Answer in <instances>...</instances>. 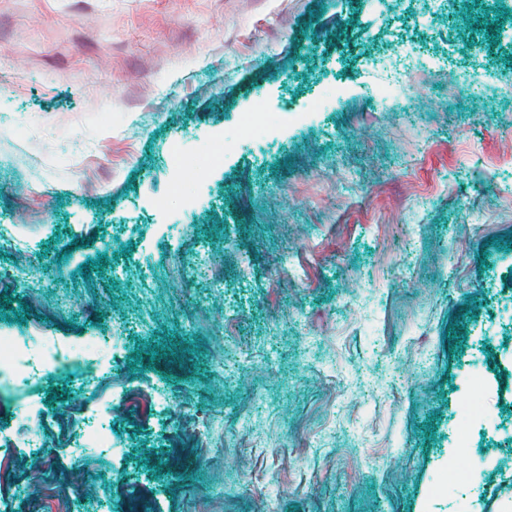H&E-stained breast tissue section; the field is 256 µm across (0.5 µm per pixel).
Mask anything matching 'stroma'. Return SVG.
Segmentation results:
<instances>
[{
	"label": "stroma",
	"instance_id": "obj_1",
	"mask_svg": "<svg viewBox=\"0 0 512 512\" xmlns=\"http://www.w3.org/2000/svg\"><path fill=\"white\" fill-rule=\"evenodd\" d=\"M23 330L80 355L0 378V512H512V0H0ZM482 415V408L479 404V397L472 396L461 411L459 426L457 429L459 446L461 452H467L474 425ZM96 415L88 416L83 441L79 447L72 448L76 456L94 459L103 451L112 452V441L108 433L96 424Z\"/></svg>",
	"mask_w": 512,
	"mask_h": 512
}]
</instances>
